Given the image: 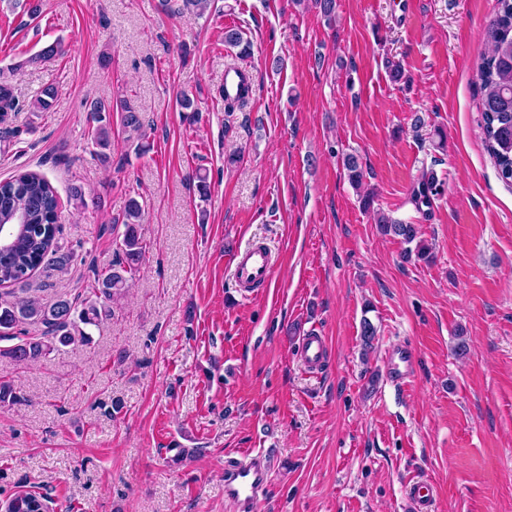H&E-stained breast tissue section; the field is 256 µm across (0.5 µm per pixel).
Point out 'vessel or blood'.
<instances>
[{"label": "vessel or blood", "instance_id": "b4317fda", "mask_svg": "<svg viewBox=\"0 0 512 512\" xmlns=\"http://www.w3.org/2000/svg\"><path fill=\"white\" fill-rule=\"evenodd\" d=\"M231 272L241 294L268 285L274 275L272 253L267 245L251 242L231 260ZM302 364L312 372H320L329 358L325 336L309 332L298 345ZM415 355L405 346L391 348L387 356V371L400 385H407L413 372ZM271 463L266 454L242 453L224 471V496L237 505L239 512H254L255 505L267 487ZM408 495L416 512H434L433 490L422 478L410 480Z\"/></svg>", "mask_w": 512, "mask_h": 512}]
</instances>
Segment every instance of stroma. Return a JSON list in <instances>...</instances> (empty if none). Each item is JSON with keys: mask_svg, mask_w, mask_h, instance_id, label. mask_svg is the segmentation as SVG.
Masks as SVG:
<instances>
[{"mask_svg": "<svg viewBox=\"0 0 512 512\" xmlns=\"http://www.w3.org/2000/svg\"><path fill=\"white\" fill-rule=\"evenodd\" d=\"M39 2L32 17L0 0V84L17 102L0 180L47 176L75 258L0 301L90 296L132 197L146 253L91 344L22 363L0 341V382L25 398L0 406V503L35 490L52 512H236L224 466L263 450L257 512H413L415 476L436 512H512V186L484 148L477 75L496 0H416L408 25L396 0H336L332 24L312 0H211L200 17L160 0ZM231 28L253 44V88L229 116ZM49 85L51 107L33 111ZM97 99L114 106L101 157ZM425 169L443 191L422 214L410 190ZM380 211L418 225L429 259H404ZM253 239L279 261L244 299L230 259ZM312 329L330 349L319 374L296 356ZM397 345L416 353L407 392L387 378Z\"/></svg>", "mask_w": 512, "mask_h": 512, "instance_id": "1", "label": "stroma"}]
</instances>
